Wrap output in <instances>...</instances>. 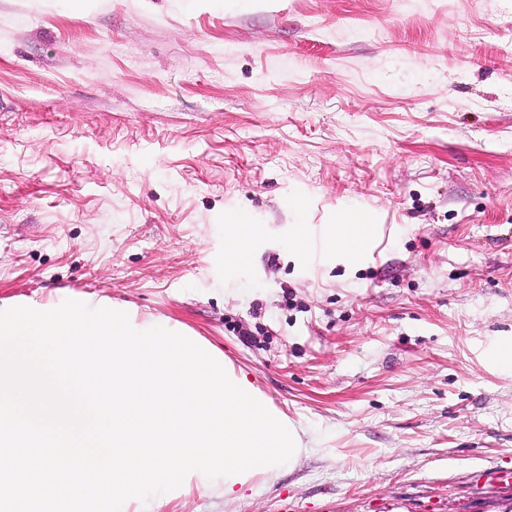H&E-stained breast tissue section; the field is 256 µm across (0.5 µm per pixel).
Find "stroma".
Segmentation results:
<instances>
[{
    "instance_id": "35a3bbf8",
    "label": "stroma",
    "mask_w": 512,
    "mask_h": 512,
    "mask_svg": "<svg viewBox=\"0 0 512 512\" xmlns=\"http://www.w3.org/2000/svg\"><path fill=\"white\" fill-rule=\"evenodd\" d=\"M67 299L196 338L313 441L146 512H504L512 0H0V310ZM336 226V250L347 258L349 263L357 264L361 256L363 243L372 234V225L366 213L352 211ZM257 246V240L250 224L233 222L231 225L229 258L233 262L243 260Z\"/></svg>"
}]
</instances>
